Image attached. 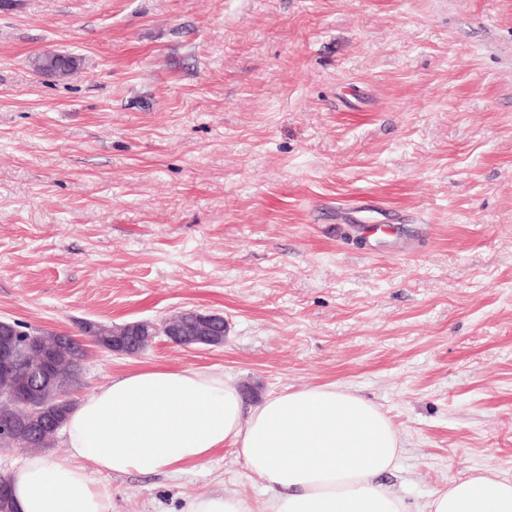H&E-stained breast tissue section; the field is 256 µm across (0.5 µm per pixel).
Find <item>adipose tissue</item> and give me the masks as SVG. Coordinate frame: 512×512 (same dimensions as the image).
Here are the masks:
<instances>
[{"label":"adipose tissue","instance_id":"obj_1","mask_svg":"<svg viewBox=\"0 0 512 512\" xmlns=\"http://www.w3.org/2000/svg\"><path fill=\"white\" fill-rule=\"evenodd\" d=\"M68 461L22 459L10 475L17 512H112L99 473H175L231 446L270 494V512H512V481L490 471L449 480L419 510L380 482L400 459L391 419L333 384L246 405L216 371L139 368L83 396L64 425Z\"/></svg>","mask_w":512,"mask_h":512}]
</instances>
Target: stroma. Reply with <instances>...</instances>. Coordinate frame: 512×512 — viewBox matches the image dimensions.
I'll use <instances>...</instances> for the list:
<instances>
[{"instance_id":"1","label":"stroma","mask_w":512,"mask_h":512,"mask_svg":"<svg viewBox=\"0 0 512 512\" xmlns=\"http://www.w3.org/2000/svg\"><path fill=\"white\" fill-rule=\"evenodd\" d=\"M71 57L67 76L36 71ZM247 405L336 384L402 444L386 487L512 480V0H0V320L78 333L184 309ZM89 474L112 512L268 496L233 449Z\"/></svg>"}]
</instances>
